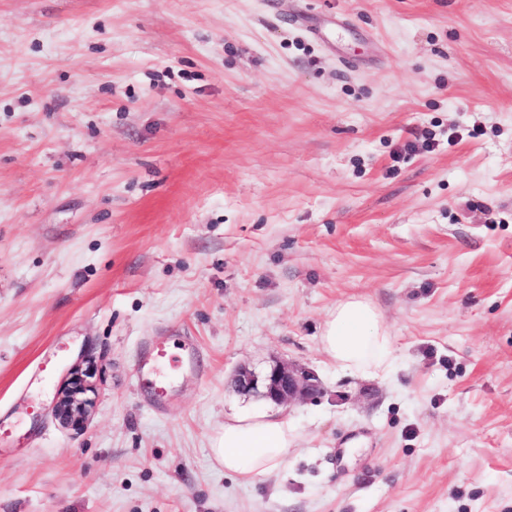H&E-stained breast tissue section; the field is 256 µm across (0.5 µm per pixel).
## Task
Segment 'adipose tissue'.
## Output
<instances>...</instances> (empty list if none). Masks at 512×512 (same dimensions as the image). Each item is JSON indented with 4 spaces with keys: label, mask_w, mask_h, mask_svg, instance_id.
I'll use <instances>...</instances> for the list:
<instances>
[{
    "label": "adipose tissue",
    "mask_w": 512,
    "mask_h": 512,
    "mask_svg": "<svg viewBox=\"0 0 512 512\" xmlns=\"http://www.w3.org/2000/svg\"><path fill=\"white\" fill-rule=\"evenodd\" d=\"M320 346L337 366L353 374L386 373L393 365L389 326L362 296H348L329 312ZM297 442L287 416L255 409L225 418L211 439V455L226 474L248 482L278 470Z\"/></svg>",
    "instance_id": "adipose-tissue-1"
}]
</instances>
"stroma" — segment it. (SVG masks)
<instances>
[{
	"label": "stroma",
	"instance_id": "stroma-1",
	"mask_svg": "<svg viewBox=\"0 0 512 512\" xmlns=\"http://www.w3.org/2000/svg\"><path fill=\"white\" fill-rule=\"evenodd\" d=\"M352 294L386 375L320 349ZM278 361L325 392L243 483ZM0 512H512V0H0ZM167 355V347L166 341L161 338L153 339L146 351V354L140 361L139 365V374L138 379L147 382L150 380L152 384L155 386L157 391V400L165 394V388L161 386L159 382L156 380L150 379V375L152 374L154 367L157 363H159L162 359H164ZM78 376L76 369L72 381L67 389L62 392L55 407L56 416L64 423L71 426H79L88 412L89 401L83 397L88 389L86 380ZM298 442L288 416L250 410L224 418L211 439V455L224 473L249 482L275 472Z\"/></svg>",
	"mask_w": 512,
	"mask_h": 512
}]
</instances>
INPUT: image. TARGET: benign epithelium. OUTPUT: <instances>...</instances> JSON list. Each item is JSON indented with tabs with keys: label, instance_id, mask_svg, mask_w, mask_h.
Here are the masks:
<instances>
[{
	"label": "benign epithelium",
	"instance_id": "1",
	"mask_svg": "<svg viewBox=\"0 0 512 512\" xmlns=\"http://www.w3.org/2000/svg\"><path fill=\"white\" fill-rule=\"evenodd\" d=\"M235 385L242 393H256L277 404L306 403L322 394L321 383L315 374L292 362H277L261 376L241 368L235 376ZM87 391L86 380L73 373L69 387L56 404V416L68 425L79 426L88 412Z\"/></svg>",
	"mask_w": 512,
	"mask_h": 512
}]
</instances>
